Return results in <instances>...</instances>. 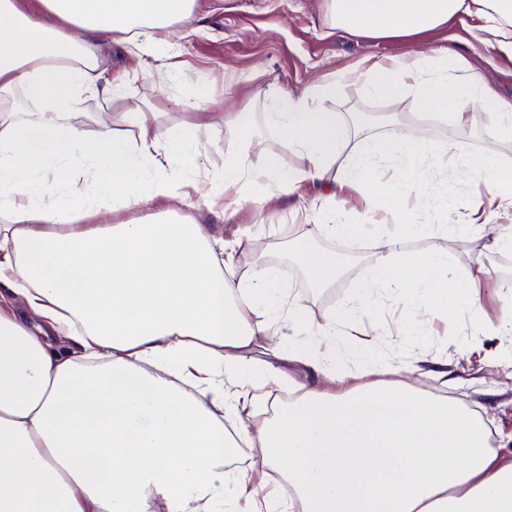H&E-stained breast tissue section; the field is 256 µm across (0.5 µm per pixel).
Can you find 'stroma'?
Segmentation results:
<instances>
[{
	"label": "stroma",
	"mask_w": 512,
	"mask_h": 512,
	"mask_svg": "<svg viewBox=\"0 0 512 512\" xmlns=\"http://www.w3.org/2000/svg\"><path fill=\"white\" fill-rule=\"evenodd\" d=\"M479 21L459 16L418 40H373L333 28L329 0H196L191 20L176 24L174 45L166 56L154 58L132 45L113 39L106 43L107 77H124L121 91L111 109L122 112L135 105L153 108L152 120L164 133L160 148L176 151L175 126L193 121L192 112L178 102L200 84H209L213 104L208 126L198 133V149L203 157L204 179H216L227 155L234 153L239 140L224 125V102L233 98L262 114L281 92H304L311 81L328 70L366 58L382 59L410 52L426 51L441 45L465 55L475 71L483 73L494 91L512 99V60L498 56L490 44L477 41L472 33ZM176 66L175 79H168L166 66ZM320 107L348 116L358 113L373 117L371 134L387 136L411 128L437 143L457 140L464 154L478 157L496 151L502 162L512 165V139L494 134L488 123L466 127L452 120L421 114L412 97L384 99L371 96L362 84H347L340 95L320 100ZM258 146L253 163L274 157L285 167L301 166V156L289 148L262 122H255ZM251 198L232 214L223 204L208 205L190 199L184 212L210 226L215 237L232 239L237 231L251 229L253 248L239 256V270H247L256 260L279 265L283 283L298 297L312 316L320 318L351 305L356 284L367 276L369 247L360 234L321 236L312 239L314 250L336 259L340 274L332 287L317 288L309 281L302 263L288 258L281 227L294 225L298 233L308 229L307 206L294 197L260 209ZM403 248L417 255L445 248L457 258V275H466L473 266L487 271L480 291L488 317H496L501 305L512 300V251L485 249L482 240L455 236L406 238ZM446 350L448 367L460 379L457 386L442 388L428 375L413 378V385L462 401L489 421L493 442L512 435V367H490L489 353L512 347L511 336L474 339L468 318L459 315L433 328L425 341L409 339L395 347L396 359L404 361L420 351Z\"/></svg>",
	"instance_id": "1"
}]
</instances>
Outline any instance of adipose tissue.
Here are the masks:
<instances>
[{"label":"adipose tissue","instance_id":"adipose-tissue-1","mask_svg":"<svg viewBox=\"0 0 512 512\" xmlns=\"http://www.w3.org/2000/svg\"><path fill=\"white\" fill-rule=\"evenodd\" d=\"M194 2L0 0V93L22 90L26 102H0V286L16 305L0 310V512H512V452L491 448L487 420L410 383L427 364L455 384L447 358L424 350L398 362L359 342L426 336L463 311L472 336L512 332V304L487 319L481 270L460 280L447 249L403 248L409 235L479 231L512 250V225L483 219L512 207V167L416 133L367 138L309 103L361 80L372 96L411 94L460 125L483 112L512 136V99L447 46L365 60L306 94L281 93L264 112L301 166L253 164L251 112L228 113L241 144L209 184L198 177L197 126L210 86L188 103L197 125L181 124L176 152H159L162 132L148 112H111L122 84L105 78L100 45L120 36L159 51ZM329 2L336 27L370 39L407 40L474 15L512 59V0ZM457 71L464 81H452ZM88 97L103 107L92 137L72 120ZM119 124L137 128L136 139L115 134ZM458 165L478 196H444L458 224L417 223L421 168ZM82 171L92 179L80 180ZM259 183L269 200L327 188L318 223L288 236L318 288L334 285L339 269L310 238L356 230L337 201L386 214L368 233L372 274L358 284L355 308L314 318L263 263L227 279L251 234L230 243L180 212L192 193L223 195L236 208ZM156 204L163 210L149 220L98 221L105 208L117 216ZM384 293L405 312L392 333L374 319ZM255 346L265 360L247 358ZM268 404L274 415L251 429ZM270 469L292 487L289 498L267 491Z\"/></svg>","mask_w":512,"mask_h":512}]
</instances>
